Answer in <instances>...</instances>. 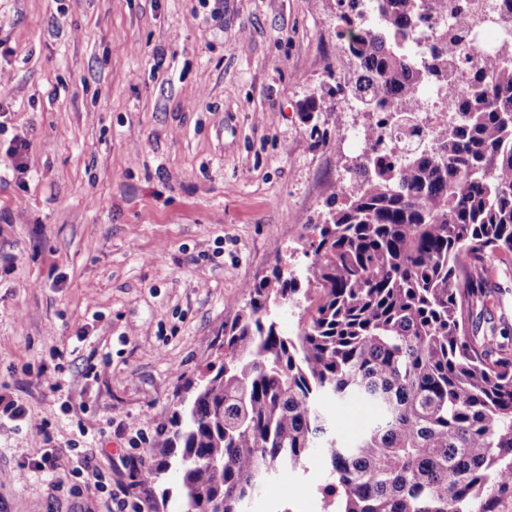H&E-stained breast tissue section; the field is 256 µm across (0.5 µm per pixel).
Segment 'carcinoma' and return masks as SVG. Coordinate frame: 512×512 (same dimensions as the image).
<instances>
[{
  "label": "carcinoma",
  "mask_w": 512,
  "mask_h": 512,
  "mask_svg": "<svg viewBox=\"0 0 512 512\" xmlns=\"http://www.w3.org/2000/svg\"><path fill=\"white\" fill-rule=\"evenodd\" d=\"M346 49L358 62L340 95L373 107L360 180L329 189V224L313 225V259L297 273L245 287L246 309L224 328L210 368L145 477L178 475L179 512H245L270 479L326 464V512H512V338L480 328L500 292L483 288L512 262V55L498 51L465 86H448V52L467 59L469 33L443 32L425 66L404 45L429 18L424 0H338ZM491 3L474 21L501 30ZM444 90L453 123L396 161L374 156L393 116L422 110L416 89ZM315 305L282 333L279 312ZM505 338L501 342L497 337ZM326 399L377 412L353 439Z\"/></svg>",
  "instance_id": "obj_1"
}]
</instances>
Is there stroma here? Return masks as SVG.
Listing matches in <instances>:
<instances>
[{
    "mask_svg": "<svg viewBox=\"0 0 512 512\" xmlns=\"http://www.w3.org/2000/svg\"><path fill=\"white\" fill-rule=\"evenodd\" d=\"M340 29L336 0H0V385L29 411L0 425V512H105L94 486L30 468L33 424L128 483L124 455H153L223 361L245 285L311 262L358 154L339 128L371 119L331 92L355 73ZM58 350L54 392L37 373ZM321 472L261 488L249 512H308Z\"/></svg>",
    "mask_w": 512,
    "mask_h": 512,
    "instance_id": "35a3bbf8",
    "label": "stroma"
}]
</instances>
